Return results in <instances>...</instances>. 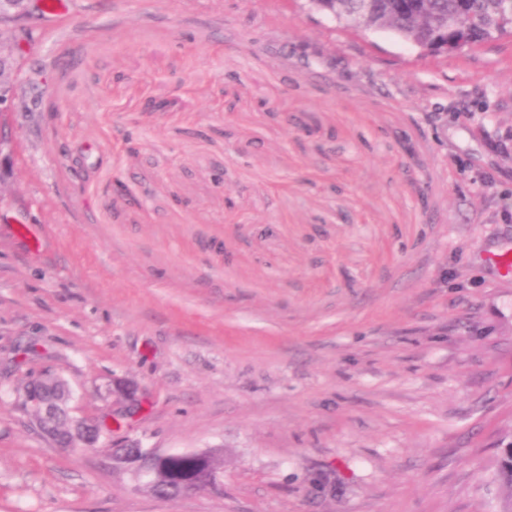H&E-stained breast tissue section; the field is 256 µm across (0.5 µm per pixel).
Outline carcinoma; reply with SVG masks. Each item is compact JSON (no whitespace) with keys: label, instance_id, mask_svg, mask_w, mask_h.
<instances>
[{"label":"carcinoma","instance_id":"obj_1","mask_svg":"<svg viewBox=\"0 0 512 512\" xmlns=\"http://www.w3.org/2000/svg\"><path fill=\"white\" fill-rule=\"evenodd\" d=\"M372 2L384 17L378 27L392 30L420 45H430L441 31L460 25L467 45L477 46L503 35L506 29L501 24L512 21V0H417L425 11L422 19L401 10L398 0ZM219 462L215 456L207 460L177 453L160 457L155 469L163 475L164 481L153 491L160 496L176 497L181 485L187 481H204L208 469Z\"/></svg>","mask_w":512,"mask_h":512}]
</instances>
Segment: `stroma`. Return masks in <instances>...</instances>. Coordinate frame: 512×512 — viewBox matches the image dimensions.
<instances>
[{"label": "stroma", "mask_w": 512, "mask_h": 512, "mask_svg": "<svg viewBox=\"0 0 512 512\" xmlns=\"http://www.w3.org/2000/svg\"><path fill=\"white\" fill-rule=\"evenodd\" d=\"M4 32L0 512H512V36L423 56L301 0ZM43 374L126 418L61 449ZM132 443L223 465L164 498ZM7 50V54L4 52ZM22 50L21 43L17 40L14 41L13 46H5L0 37V102L4 101L6 93L14 88L12 81V68L15 61V55L19 54Z\"/></svg>", "instance_id": "35a3bbf8"}]
</instances>
